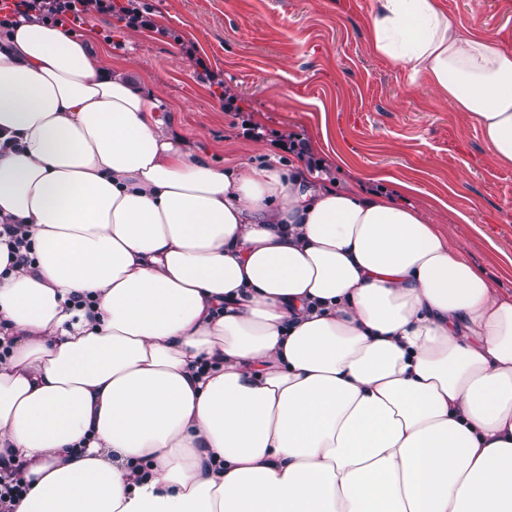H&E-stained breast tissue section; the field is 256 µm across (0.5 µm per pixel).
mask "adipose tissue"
<instances>
[{"instance_id": "adipose-tissue-1", "label": "adipose tissue", "mask_w": 512, "mask_h": 512, "mask_svg": "<svg viewBox=\"0 0 512 512\" xmlns=\"http://www.w3.org/2000/svg\"><path fill=\"white\" fill-rule=\"evenodd\" d=\"M370 47L512 165L511 47L439 0H373ZM160 109L60 27L0 35L14 512H512V300L403 200L214 166ZM3 235L8 237L7 246L9 254L16 257V263L28 265L35 261V257L31 256V242L26 236V231L19 224H1L0 237Z\"/></svg>"}]
</instances>
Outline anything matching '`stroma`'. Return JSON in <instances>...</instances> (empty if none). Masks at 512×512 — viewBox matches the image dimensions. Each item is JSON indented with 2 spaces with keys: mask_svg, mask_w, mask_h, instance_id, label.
<instances>
[{
  "mask_svg": "<svg viewBox=\"0 0 512 512\" xmlns=\"http://www.w3.org/2000/svg\"><path fill=\"white\" fill-rule=\"evenodd\" d=\"M449 18L512 45V0H440ZM153 28L90 13L75 28L166 101L163 131L210 162L295 161L288 135L318 160L317 178L386 190L438 225L500 298L512 299V165L480 128L369 45L372 0H139ZM194 55H187L186 46ZM222 85L199 81L196 58ZM231 104H223V97ZM258 126L254 137L245 124Z\"/></svg>",
  "mask_w": 512,
  "mask_h": 512,
  "instance_id": "35a3bbf8",
  "label": "stroma"
}]
</instances>
